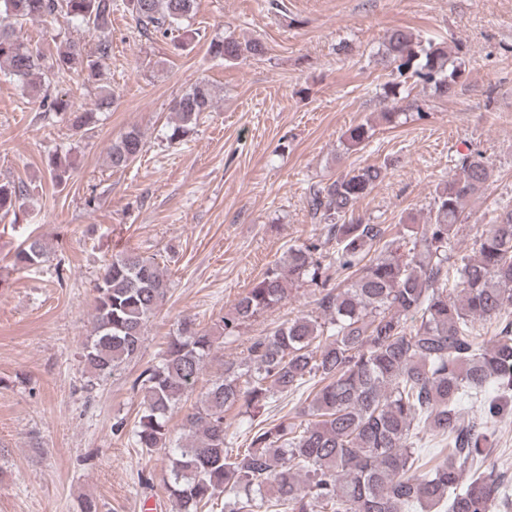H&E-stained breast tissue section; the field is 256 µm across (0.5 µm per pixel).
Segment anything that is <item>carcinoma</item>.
Listing matches in <instances>:
<instances>
[{
	"mask_svg": "<svg viewBox=\"0 0 512 512\" xmlns=\"http://www.w3.org/2000/svg\"><path fill=\"white\" fill-rule=\"evenodd\" d=\"M195 0H127L146 35L180 29ZM98 34L96 50L69 39L55 42L44 66L38 45L20 36L23 24L58 18ZM112 0H0V74L39 94L46 112L66 116L90 131L97 113L80 112L50 92L54 78L77 73L98 80L100 61L112 52ZM258 40L213 39L212 58L235 63L261 56ZM382 61L391 68L386 98L399 99L408 82L446 96L463 83L465 61L432 38L405 29L385 36ZM215 91L199 81L176 98L171 111L175 140L215 107ZM372 126L350 127L347 147L363 145ZM145 150L139 129H129L108 150L109 166L124 170ZM68 156L49 159L57 183L69 178ZM386 175L368 165L309 188L308 211L324 241L288 247L235 301L218 326L226 338L281 303L289 288L318 289L320 315L301 314L254 340L238 363L224 364L186 411V440L171 446L169 421L199 379L216 336L184 319L169 338L162 360L147 366L134 385L143 409L133 443L170 457V496L179 512H497L509 497L505 475L483 468L495 425L512 410V207L497 208L470 258L454 253L470 203L484 194L492 170L479 152L461 158V174L436 187L427 223L404 224L387 234L380 224L353 218L360 199ZM25 186L0 181V216L18 217ZM335 242L333 250H323ZM45 243L29 236L13 265L36 269L47 259ZM168 279L155 257L125 250L112 256L94 286L92 332L82 352L85 369L105 378L141 351L145 329L166 299ZM494 320L481 338L479 321ZM308 405L279 421L250 423L245 448L224 447L235 407L268 410L274 395H293L307 382ZM499 397L485 398L488 382ZM469 475L460 486L463 475Z\"/></svg>",
	"mask_w": 512,
	"mask_h": 512,
	"instance_id": "cac0c4a2",
	"label": "carcinoma"
}]
</instances>
